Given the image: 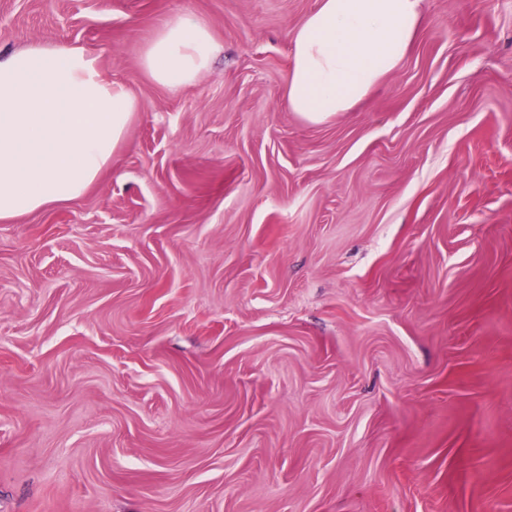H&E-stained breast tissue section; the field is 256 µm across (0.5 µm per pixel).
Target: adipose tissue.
Masks as SVG:
<instances>
[{
    "instance_id": "ef3b65f1",
    "label": "adipose tissue",
    "mask_w": 512,
    "mask_h": 512,
    "mask_svg": "<svg viewBox=\"0 0 512 512\" xmlns=\"http://www.w3.org/2000/svg\"><path fill=\"white\" fill-rule=\"evenodd\" d=\"M421 0H320L294 30L284 104L312 123L351 111L408 54ZM216 44L185 14L164 23L141 65L164 87L195 83ZM142 106L78 44H31L0 56V221L80 199L111 167Z\"/></svg>"
}]
</instances>
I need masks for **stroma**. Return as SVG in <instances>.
<instances>
[{
  "label": "stroma",
  "instance_id": "obj_1",
  "mask_svg": "<svg viewBox=\"0 0 512 512\" xmlns=\"http://www.w3.org/2000/svg\"><path fill=\"white\" fill-rule=\"evenodd\" d=\"M319 0H0L142 110L0 222V512H512V0H422L353 111L283 104ZM192 13V85L142 69ZM215 51L209 25L196 15L185 14L157 30L141 54V65L158 85L186 86L209 70Z\"/></svg>",
  "mask_w": 512,
  "mask_h": 512
}]
</instances>
